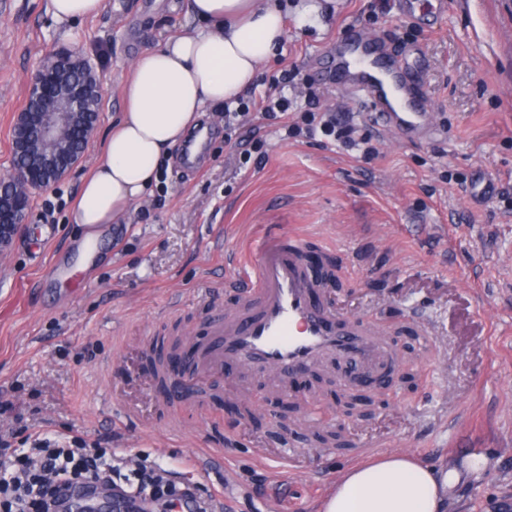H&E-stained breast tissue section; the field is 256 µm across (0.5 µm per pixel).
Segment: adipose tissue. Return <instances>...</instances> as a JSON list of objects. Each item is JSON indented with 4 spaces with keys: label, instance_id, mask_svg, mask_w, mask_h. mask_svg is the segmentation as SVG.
<instances>
[{
    "label": "adipose tissue",
    "instance_id": "adipose-tissue-1",
    "mask_svg": "<svg viewBox=\"0 0 512 512\" xmlns=\"http://www.w3.org/2000/svg\"><path fill=\"white\" fill-rule=\"evenodd\" d=\"M187 12L204 28L172 33L133 61L125 111L83 183L75 223L122 221L205 107L250 87L286 35L285 13L275 0H188ZM456 479L391 453L347 469L322 512H445Z\"/></svg>",
    "mask_w": 512,
    "mask_h": 512
}]
</instances>
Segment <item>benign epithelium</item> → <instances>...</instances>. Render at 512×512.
Returning <instances> with one entry per match:
<instances>
[{
	"label": "benign epithelium",
	"mask_w": 512,
	"mask_h": 512,
	"mask_svg": "<svg viewBox=\"0 0 512 512\" xmlns=\"http://www.w3.org/2000/svg\"><path fill=\"white\" fill-rule=\"evenodd\" d=\"M84 74L70 77L66 61ZM101 98V90L89 60L70 51L52 56L42 69L30 76L29 97L13 130V154L28 162L12 163V173L0 180V256L7 253L26 223L32 192L53 187L81 157L66 165L60 159L75 145H87L97 124L98 113L84 112V100Z\"/></svg>",
	"instance_id": "7a95c632"
}]
</instances>
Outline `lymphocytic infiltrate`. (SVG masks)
I'll use <instances>...</instances> for the list:
<instances>
[{
  "label": "lymphocytic infiltrate",
  "mask_w": 512,
  "mask_h": 512,
  "mask_svg": "<svg viewBox=\"0 0 512 512\" xmlns=\"http://www.w3.org/2000/svg\"><path fill=\"white\" fill-rule=\"evenodd\" d=\"M296 78L294 72L279 70L264 79L268 89L258 98L237 96L224 104V131L254 120L286 121L285 133L296 136L298 129L287 122L293 102L285 94ZM316 92H308L305 103L306 130L333 138L343 146H361L356 127L335 114L317 113ZM89 489L105 488L130 500L164 503L167 512L186 502H196V512H210L211 505L197 499L194 485L179 481L177 474L161 465L129 466L116 456L103 439L72 436L60 446L50 435L35 437L31 448L14 454L0 452V512H64L67 493L80 484Z\"/></svg>",
  "instance_id": "lymphocytic-infiltrate-1"
}]
</instances>
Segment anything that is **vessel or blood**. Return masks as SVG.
<instances>
[{"label":"vessel or blood","mask_w":512,"mask_h":512,"mask_svg":"<svg viewBox=\"0 0 512 512\" xmlns=\"http://www.w3.org/2000/svg\"><path fill=\"white\" fill-rule=\"evenodd\" d=\"M344 48V86L364 100L386 132L424 137L435 133L425 94L406 81L413 71L408 61L388 54L355 28L346 34ZM99 241V228L85 231L70 257L52 266L49 279L73 281L77 270L91 269ZM316 286L299 240L283 236L257 246L245 279L235 285L238 311L214 324L211 364L234 362L242 373L269 375L282 387L323 360L340 359L351 372L370 373L387 366L392 348L385 337L356 315L316 304ZM125 504L124 498L86 490L73 492L70 498L72 512H119Z\"/></svg>","instance_id":"obj_1"}]
</instances>
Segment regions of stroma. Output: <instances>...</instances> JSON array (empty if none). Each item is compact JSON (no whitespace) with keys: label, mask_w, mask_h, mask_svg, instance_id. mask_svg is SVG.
<instances>
[{"label":"stroma","mask_w":512,"mask_h":512,"mask_svg":"<svg viewBox=\"0 0 512 512\" xmlns=\"http://www.w3.org/2000/svg\"><path fill=\"white\" fill-rule=\"evenodd\" d=\"M94 18L57 26L48 0H0V176L13 161V127L30 74L50 56L80 51L103 88L98 125L82 160L51 190L33 192L27 223L0 257V433L24 448L30 434L111 435L117 455L158 462L223 499V512H320L337 477L370 456L405 452L460 479L449 512H501L512 504V0H288L281 55L269 74L315 80L327 53L358 27L419 54L435 135L396 139L344 88L324 86L319 107L345 112L377 149L285 138L265 121L261 167L238 168L216 138L199 169L177 157L161 182L107 225L101 257L80 288L44 282L55 254L83 236L73 207L123 110L133 60L189 24L186 0H104ZM317 4L305 23L297 14ZM492 198L468 193L475 172ZM284 232L309 265L333 261L337 309L390 336L399 380L364 387V402L337 415L334 369L269 393L249 377L252 415L227 390L240 376L187 388L159 377L169 336L204 345L215 320L238 308L225 278L245 274L255 241ZM314 402L312 421L302 418ZM343 442L325 448L315 433ZM298 449L288 479L274 470ZM484 457L472 474L468 464Z\"/></svg>","instance_id":"1"}]
</instances>
